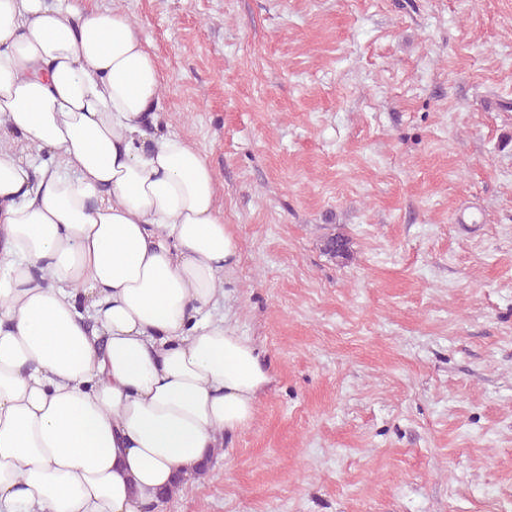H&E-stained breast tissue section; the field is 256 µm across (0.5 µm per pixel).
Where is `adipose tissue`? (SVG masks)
Returning <instances> with one entry per match:
<instances>
[{
    "instance_id": "adipose-tissue-1",
    "label": "adipose tissue",
    "mask_w": 512,
    "mask_h": 512,
    "mask_svg": "<svg viewBox=\"0 0 512 512\" xmlns=\"http://www.w3.org/2000/svg\"><path fill=\"white\" fill-rule=\"evenodd\" d=\"M162 84L122 7L0 0V512H146L270 381L213 313L240 242Z\"/></svg>"
}]
</instances>
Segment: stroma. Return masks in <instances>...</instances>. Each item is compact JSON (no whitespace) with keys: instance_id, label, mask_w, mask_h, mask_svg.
Here are the masks:
<instances>
[{"instance_id":"stroma-1","label":"stroma","mask_w":512,"mask_h":512,"mask_svg":"<svg viewBox=\"0 0 512 512\" xmlns=\"http://www.w3.org/2000/svg\"><path fill=\"white\" fill-rule=\"evenodd\" d=\"M122 5L271 376L160 512H512V0Z\"/></svg>"}]
</instances>
